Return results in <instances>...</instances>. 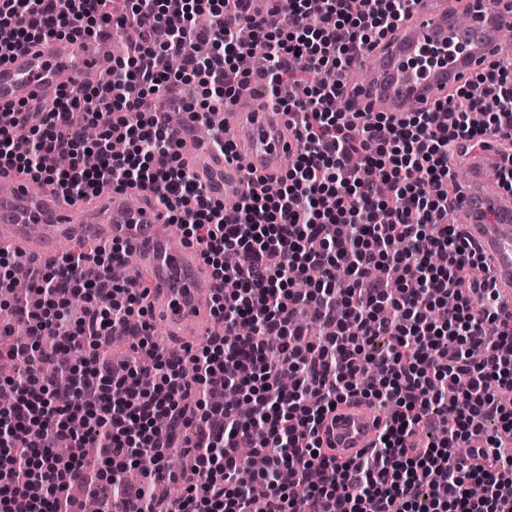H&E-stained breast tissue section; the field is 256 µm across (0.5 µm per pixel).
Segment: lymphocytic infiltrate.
<instances>
[{"label":"lymphocytic infiltrate","mask_w":512,"mask_h":512,"mask_svg":"<svg viewBox=\"0 0 512 512\" xmlns=\"http://www.w3.org/2000/svg\"><path fill=\"white\" fill-rule=\"evenodd\" d=\"M248 2L0 0V46L139 25L108 81L0 121V172L22 170L67 197L151 191L199 248L222 325L189 359L160 351L145 292L112 279L120 241L91 240L33 268L22 299L0 250V301L29 327L8 352L13 375L0 377V393L14 398L0 406V512H82L67 489L92 446L113 500L156 512L153 483L132 494L126 474L163 472L182 430L191 478L169 512H253L257 484L264 512H512V322L499 319L484 258L445 221L457 149L512 131V57L405 121L350 114L336 108L346 65L417 0H322L314 16L308 0H277L292 18L286 29L252 18ZM202 14L210 23L199 28ZM200 41L210 46L203 58ZM245 53L267 57L260 89L288 114L299 147L277 194L244 193L228 208L190 179L165 107L147 100L195 84L205 102L183 109L207 122L245 81ZM77 112L98 128L94 142L67 136ZM230 250L237 266L224 263ZM467 267L481 279L460 278ZM310 311L323 327L316 344L302 321ZM132 327L138 358L112 366L106 351ZM76 347L80 365L69 360ZM357 396L391 412L371 449L340 464L320 430ZM435 409L440 433L415 442ZM489 419L499 424L490 437ZM481 439L493 455L472 464L454 455ZM64 441L75 454L57 453Z\"/></svg>","instance_id":"f902f5d3"}]
</instances>
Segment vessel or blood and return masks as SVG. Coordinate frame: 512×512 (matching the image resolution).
<instances>
[{
  "label": "vessel or blood",
  "mask_w": 512,
  "mask_h": 512,
  "mask_svg": "<svg viewBox=\"0 0 512 512\" xmlns=\"http://www.w3.org/2000/svg\"><path fill=\"white\" fill-rule=\"evenodd\" d=\"M117 37L44 40L0 57V113L19 104L37 107L45 94L97 83L119 59ZM437 53L435 64L420 60ZM512 52V5L507 0H419L377 46L365 54L370 75L348 88L354 111L385 112L405 118L411 108L430 105L469 82ZM224 135L233 160L197 149L184 154L191 179L212 200L227 187L257 190L262 180L279 176L298 148L297 135L283 112L267 102L256 85L239 87L225 107ZM454 219L479 248L490 267L506 312H512V194L492 190L483 172H470L452 190ZM82 211L84 223L70 221ZM170 224L150 191L138 202L110 191L94 201L64 200L52 186L10 172L0 176V242L51 258L63 246L107 236L123 241L147 280L152 313L179 336L201 337L210 314L212 280L198 249L177 243ZM384 424L362 398L338 406L322 430V445L347 460L371 447Z\"/></svg>",
  "instance_id": "b4317fda"
}]
</instances>
